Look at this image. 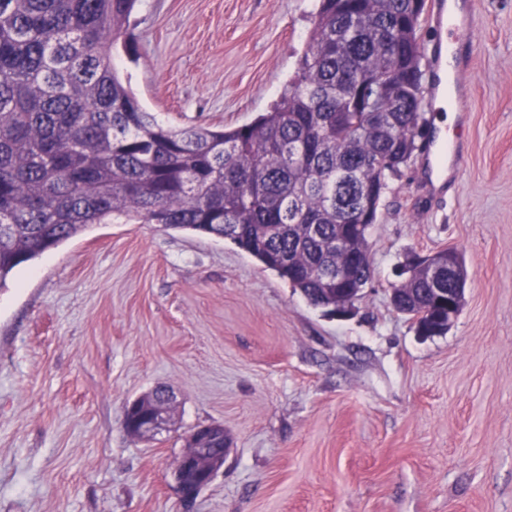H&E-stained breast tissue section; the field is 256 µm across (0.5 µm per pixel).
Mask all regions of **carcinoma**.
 I'll list each match as a JSON object with an SVG mask.
<instances>
[{
	"mask_svg": "<svg viewBox=\"0 0 512 512\" xmlns=\"http://www.w3.org/2000/svg\"><path fill=\"white\" fill-rule=\"evenodd\" d=\"M140 0H0V287L115 215L231 239L307 301L373 279L367 235L424 122L422 13L410 0H319L307 50L269 112L235 128L159 123L114 51ZM317 225L315 233L307 225ZM339 236L351 252L336 251ZM354 268L336 280V266ZM404 312L448 331L409 259ZM457 262L444 288L465 291Z\"/></svg>",
	"mask_w": 512,
	"mask_h": 512,
	"instance_id": "obj_1",
	"label": "carcinoma"
}]
</instances>
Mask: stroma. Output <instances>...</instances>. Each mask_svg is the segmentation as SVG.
<instances>
[{"instance_id":"1","label":"stroma","mask_w":512,"mask_h":512,"mask_svg":"<svg viewBox=\"0 0 512 512\" xmlns=\"http://www.w3.org/2000/svg\"><path fill=\"white\" fill-rule=\"evenodd\" d=\"M316 0H140L120 68L164 124L233 128L269 110ZM456 86L467 151L424 202L420 153L389 176L373 280L326 316L224 238L94 224L0 288V512H512V0H475ZM452 247L461 314L422 337L390 304L412 254ZM171 387L145 441L126 404ZM229 453L184 504L190 432Z\"/></svg>"}]
</instances>
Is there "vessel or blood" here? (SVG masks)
<instances>
[{"mask_svg": "<svg viewBox=\"0 0 512 512\" xmlns=\"http://www.w3.org/2000/svg\"><path fill=\"white\" fill-rule=\"evenodd\" d=\"M432 24L436 39L432 43L426 97L428 106L448 98L449 73H463L472 50V31L475 21L473 0H458L449 7L448 0H431ZM461 156L460 137H449L437 124L427 125L424 131L422 171L428 180L445 176L447 154Z\"/></svg>", "mask_w": 512, "mask_h": 512, "instance_id": "obj_1", "label": "vessel or blood"}]
</instances>
